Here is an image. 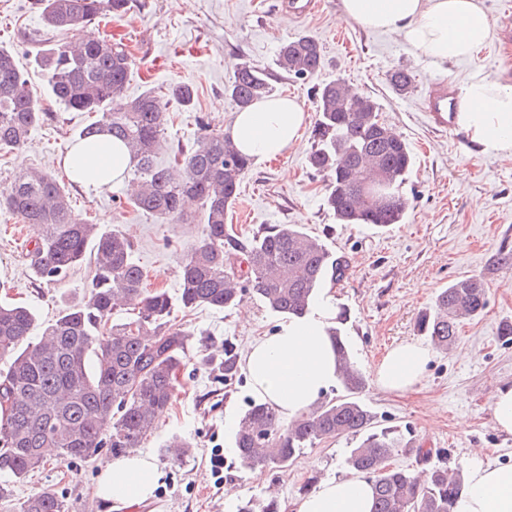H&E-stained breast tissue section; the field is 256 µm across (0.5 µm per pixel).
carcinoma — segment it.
Instances as JSON below:
<instances>
[{
  "mask_svg": "<svg viewBox=\"0 0 512 512\" xmlns=\"http://www.w3.org/2000/svg\"><path fill=\"white\" fill-rule=\"evenodd\" d=\"M38 2L46 28L69 33L85 31L102 16L121 15L128 4ZM39 64L56 101L71 111L99 114L79 132V140L108 133L130 149L135 181L128 204L166 222L184 219L185 199L201 203L202 237L180 262L183 308L232 310L249 290L271 311L301 317L326 280L344 278L346 261L299 224H273L251 236L227 224L252 158L204 122L191 146H167L163 134L169 99L191 106V85L177 83L166 97L152 90L124 97L135 60L125 45L104 37L55 44L39 55ZM276 64L289 76L312 79L323 67L321 45L299 35L280 47ZM387 80L399 94L412 84L403 69L390 72ZM273 91L268 74L247 63L236 65L225 88L242 110ZM314 96L318 119L308 163L326 177V209L338 224L384 228L402 223L410 209L402 185L412 156L401 135L381 121L380 104L336 80L315 85ZM44 116L15 56L0 47V150L24 146ZM163 153L168 154L166 164L159 161ZM1 210L35 230L28 250L35 280L54 285L88 255L96 273L83 301L64 308L35 342L29 340L34 312L0 302V360L8 361L7 369H0V471L21 481L44 466L46 448L79 463L105 446L114 453L138 447L172 405L177 376L192 347L191 333L171 324L166 292L142 288L132 242L78 218L51 174L30 169L15 176L0 190ZM487 301L482 278L462 277L439 292L434 308L420 316L418 329L446 350L457 341L459 318L482 315ZM127 305L137 309L134 317L113 322L114 312ZM346 320L342 309L338 326L330 329L343 395L302 412L290 424L271 404L250 401L232 436L236 462L250 471L283 469L305 448L358 436L346 465L373 482L374 512H454L464 484L461 467L430 465L413 472L391 466V458L409 443L393 427L374 429L375 416L359 398L365 377L341 334ZM220 368L224 383L236 379L238 353L230 342L224 343ZM279 509L275 499H250L236 512ZM18 512H69V505L47 489L20 502Z\"/></svg>",
  "mask_w": 512,
  "mask_h": 512,
  "instance_id": "1",
  "label": "carcinoma"
}]
</instances>
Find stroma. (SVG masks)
Masks as SVG:
<instances>
[{
    "instance_id": "35a3bbf8",
    "label": "stroma",
    "mask_w": 512,
    "mask_h": 512,
    "mask_svg": "<svg viewBox=\"0 0 512 512\" xmlns=\"http://www.w3.org/2000/svg\"><path fill=\"white\" fill-rule=\"evenodd\" d=\"M337 6L338 0H321L314 15L296 20L282 13L280 0H130L125 15L108 23L106 31L122 40L136 60L125 96L148 89L164 95L181 82L193 86L190 107L169 105L165 139L173 146L193 142L197 119L220 131L230 125L237 106L224 88L240 63L273 72L276 94L296 98L312 122L317 119V80L343 78L380 103L381 120L403 137L413 158L403 186L411 201L404 223L386 228L336 223L323 205L326 181L308 166L312 139L307 129L284 155L253 162L240 188L248 203L234 205L227 221L246 233L265 224H300L347 260L346 276L332 290L337 307L347 311L345 334L364 371L395 344L418 339L417 318L434 304L440 289L465 275L482 277L488 288L486 310L460 323L453 349L434 350L420 384L391 394L370 381L361 397L378 427L397 428L414 445L441 450L448 467L465 465L476 451L486 460L511 465L512 434L497 429L491 398L496 388L512 386V344L498 338L502 322L512 321V269L500 262L504 253H512V156L469 149L463 133L434 129L420 100L434 78L457 88L477 74L512 78V46L494 40L473 60L435 66L398 35L338 24ZM301 34L323 48V68L314 81L293 78L275 66L279 46ZM60 38V33L45 31L36 0H0V46L27 71L46 114L23 148L0 151V189L22 170L51 172L67 187L75 215L131 240L148 288L177 297L179 262L201 237L204 212L195 202L187 222L163 223L133 209L126 188L88 194L72 183L59 159L95 116L66 110L45 90L38 56ZM395 68L414 75L406 94L395 93L387 82ZM32 234L31 228L0 214V297L30 307L41 329L63 308L82 301L94 265L85 261L56 285L36 283L26 257ZM281 320L250 294L238 310L175 308L173 322L192 333L193 348L178 375L170 410L139 447L161 473L149 501L134 509L98 498L99 462L112 455L104 448L89 462L71 466L49 455L43 468L14 484L13 500L0 502V512H18L19 502L43 488L63 495L71 512H234L227 502L231 490L242 499L277 496L281 512H293L309 478L345 475L344 460L354 439L333 438L304 449L284 469L235 467L232 422L254 393L242 373L225 384L217 363L225 342L245 353ZM175 435L193 445L191 454L178 461L162 450ZM217 454L229 463L219 476L211 466Z\"/></svg>"
}]
</instances>
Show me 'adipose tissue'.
<instances>
[{"label": "adipose tissue", "instance_id": "1", "mask_svg": "<svg viewBox=\"0 0 512 512\" xmlns=\"http://www.w3.org/2000/svg\"><path fill=\"white\" fill-rule=\"evenodd\" d=\"M337 18L362 28L396 34L436 65L473 59L492 38L481 0H340ZM308 115L295 100L272 96L235 114L229 137L245 154L275 159L301 140ZM457 128L470 146L485 153L512 155V81L471 78L461 89ZM61 164L86 192L123 184L133 160L111 136L75 142ZM336 315L334 296L324 290L313 310L289 319L267 336L256 338L242 360L252 390L272 403L281 416L293 418L311 408L337 380L336 356L328 335ZM432 359L430 348L413 340L392 347L373 370L377 386L404 393L421 380ZM454 512H512V465L487 462L473 453ZM160 477L154 459L135 453L105 459L97 494L105 501L151 499ZM370 480L353 474L329 478L294 505V512H372Z\"/></svg>", "mask_w": 512, "mask_h": 512}]
</instances>
